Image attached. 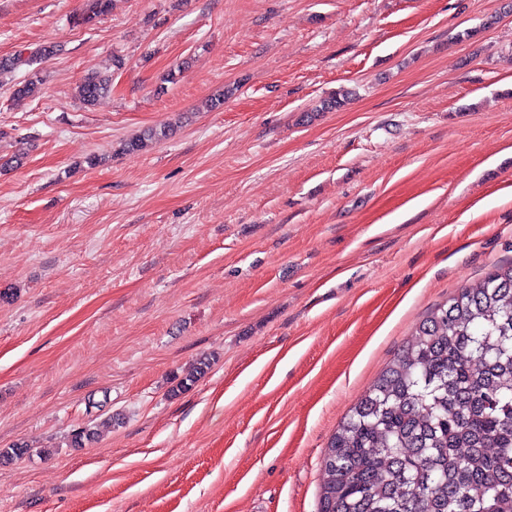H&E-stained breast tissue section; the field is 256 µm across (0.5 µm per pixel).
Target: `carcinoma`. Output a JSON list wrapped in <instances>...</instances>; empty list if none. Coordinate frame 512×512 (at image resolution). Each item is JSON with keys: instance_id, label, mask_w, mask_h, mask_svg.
<instances>
[{"instance_id": "carcinoma-1", "label": "carcinoma", "mask_w": 512, "mask_h": 512, "mask_svg": "<svg viewBox=\"0 0 512 512\" xmlns=\"http://www.w3.org/2000/svg\"><path fill=\"white\" fill-rule=\"evenodd\" d=\"M112 0H85L78 22L105 16ZM42 45L0 60V76L55 55ZM35 73L13 84L35 98ZM110 76L86 75L84 107ZM147 128L124 143L140 151L172 134ZM318 512H512V263L434 307L393 363L332 435L322 459Z\"/></svg>"}]
</instances>
